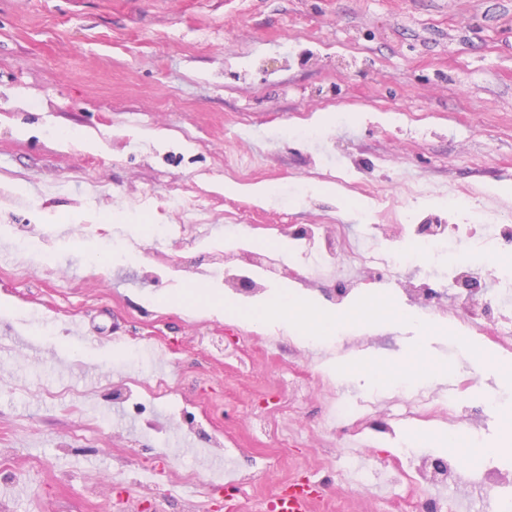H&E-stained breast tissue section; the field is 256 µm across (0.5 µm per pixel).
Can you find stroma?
Listing matches in <instances>:
<instances>
[{"label":"stroma","mask_w":512,"mask_h":512,"mask_svg":"<svg viewBox=\"0 0 512 512\" xmlns=\"http://www.w3.org/2000/svg\"><path fill=\"white\" fill-rule=\"evenodd\" d=\"M54 129L86 140L60 146ZM407 179L427 195L408 203ZM377 182L389 207L360 192ZM452 183L512 225V0H0V504L265 512L307 480L325 490L315 512H417L385 477L349 486L344 458L455 457L440 439L452 433L512 465V351L414 307L400 279L339 302L333 283L287 276L238 295L216 264L242 237L295 266L303 245L278 225L326 219L360 238L410 208L468 225L476 261L512 278V250L449 211ZM228 211L246 226H227ZM287 289L338 318L319 343L248 317ZM465 370L477 378L460 392ZM405 379L460 392L452 419L385 421ZM132 380L138 405L120 392ZM363 394L379 400L363 431L327 423ZM271 415L287 442L264 430ZM218 431L233 465L210 449ZM188 467L203 486L181 483ZM228 478L241 481L230 499Z\"/></svg>","instance_id":"stroma-1"}]
</instances>
